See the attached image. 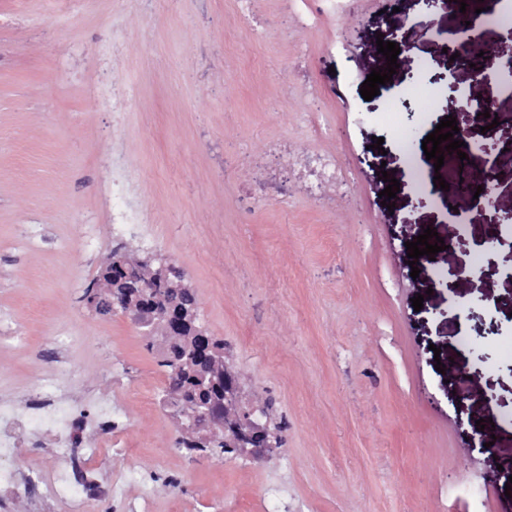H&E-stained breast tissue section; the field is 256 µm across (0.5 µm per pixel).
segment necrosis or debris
I'll return each instance as SVG.
<instances>
[{
  "label": "necrosis or debris",
  "instance_id": "4bbe7bcc",
  "mask_svg": "<svg viewBox=\"0 0 512 512\" xmlns=\"http://www.w3.org/2000/svg\"><path fill=\"white\" fill-rule=\"evenodd\" d=\"M112 193L118 198L112 208V238L120 241L144 223L145 216L132 201L136 181L119 159L112 163ZM78 374V365L68 362L40 379L36 388L40 402L34 407L20 409L12 400L0 399V500L24 496L31 512H42L45 501L60 512H89L91 505L125 500V476L98 472L89 461L105 447L114 455H125L123 439L132 427L129 399H138L142 411L173 417L181 397L180 377L166 373L161 391L141 396L131 390L121 399L92 397L93 413L83 414L75 412L60 393L62 384ZM91 429L99 433L102 448L86 442ZM32 453L42 458L38 469L16 466V459Z\"/></svg>",
  "mask_w": 512,
  "mask_h": 512
}]
</instances>
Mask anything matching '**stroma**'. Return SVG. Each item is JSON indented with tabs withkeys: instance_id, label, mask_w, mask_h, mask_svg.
Listing matches in <instances>:
<instances>
[{
	"instance_id": "stroma-1",
	"label": "stroma",
	"mask_w": 512,
	"mask_h": 512,
	"mask_svg": "<svg viewBox=\"0 0 512 512\" xmlns=\"http://www.w3.org/2000/svg\"><path fill=\"white\" fill-rule=\"evenodd\" d=\"M345 27L354 43L337 40ZM452 29L422 0H359L306 25L289 0H0V398L26 405L58 352L81 369L78 411L119 369L143 391L162 377L150 337L87 299L114 249L149 251L141 235L112 240L118 155L158 257L282 439L268 460L187 463L176 421L130 404L132 447L112 470L161 473L149 512H512V236L497 224L512 212V127L495 131L491 205L450 223L457 198L422 142L452 113L449 81L469 78L448 69ZM381 35L405 46L367 101ZM112 85L126 111L101 104ZM414 85L432 98L414 97L410 127ZM274 141L335 159L328 198L247 195ZM428 228L445 259L410 266Z\"/></svg>"
}]
</instances>
